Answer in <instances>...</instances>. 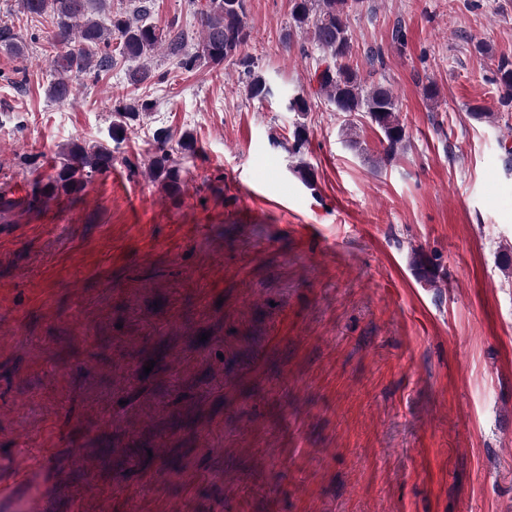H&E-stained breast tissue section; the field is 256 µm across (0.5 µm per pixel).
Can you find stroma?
<instances>
[{"label": "stroma", "instance_id": "stroma-1", "mask_svg": "<svg viewBox=\"0 0 512 512\" xmlns=\"http://www.w3.org/2000/svg\"><path fill=\"white\" fill-rule=\"evenodd\" d=\"M150 3L196 51L191 0ZM291 10L246 2L262 102L233 62L161 48L150 83L123 60L59 103L47 29L15 20L23 87L0 50V456L47 449L60 512H512V0L351 14L350 66L398 101L390 157L313 96ZM144 95L113 141L114 102ZM160 129L198 145L174 196L148 175ZM73 143L111 170L29 207ZM492 80L503 90L501 106L507 109L512 108V58L504 56L499 58L493 70Z\"/></svg>", "mask_w": 512, "mask_h": 512}]
</instances>
